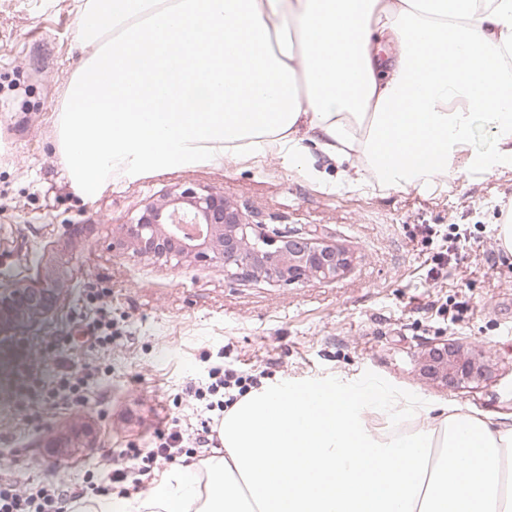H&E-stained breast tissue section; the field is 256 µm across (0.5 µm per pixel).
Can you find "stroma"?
<instances>
[{
	"instance_id": "1",
	"label": "stroma",
	"mask_w": 512,
	"mask_h": 512,
	"mask_svg": "<svg viewBox=\"0 0 512 512\" xmlns=\"http://www.w3.org/2000/svg\"><path fill=\"white\" fill-rule=\"evenodd\" d=\"M78 26L76 0H0V286L65 283L47 320L0 330V480L72 490L170 418L199 428L209 412L183 395L220 363L266 384L376 382L512 426V257L497 239L512 211L511 168L476 171L460 157L434 187L401 190L373 178L350 186L322 158L314 178L251 157L116 179L90 201L72 189L54 141L82 58ZM187 187L223 192L265 224L324 229L350 265L333 280L277 285L232 281L191 257L113 249L119 225ZM424 224L466 229L464 259L433 274ZM106 318L114 340L99 345ZM446 343L482 355V375L448 388L422 378V354ZM35 361L46 386L71 364L90 373L86 403L43 401L26 381ZM78 423L92 452L47 449L48 433Z\"/></svg>"
}]
</instances>
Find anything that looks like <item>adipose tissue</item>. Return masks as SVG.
<instances>
[{
    "label": "adipose tissue",
    "instance_id": "1",
    "mask_svg": "<svg viewBox=\"0 0 512 512\" xmlns=\"http://www.w3.org/2000/svg\"><path fill=\"white\" fill-rule=\"evenodd\" d=\"M55 120L71 187L311 149L394 188L512 169V0H78ZM484 116L493 153L471 150ZM391 415L371 429L366 415ZM222 455L76 512H512V427L333 378L250 391Z\"/></svg>",
    "mask_w": 512,
    "mask_h": 512
}]
</instances>
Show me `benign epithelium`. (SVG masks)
I'll use <instances>...</instances> for the list:
<instances>
[{
    "label": "benign epithelium",
    "mask_w": 512,
    "mask_h": 512,
    "mask_svg": "<svg viewBox=\"0 0 512 512\" xmlns=\"http://www.w3.org/2000/svg\"><path fill=\"white\" fill-rule=\"evenodd\" d=\"M112 248L135 256L160 258L192 255L224 266L227 278H255L290 285L306 280H334L348 267L347 256L322 238L318 230L267 231L253 216L224 200V195L187 188L170 201L150 203L113 236ZM59 284L43 278L27 287L0 288V325L29 326L54 308ZM480 359L461 346L431 347L423 355L420 374L443 386L481 373ZM91 432L80 425L61 437L49 435V448H76Z\"/></svg>",
    "instance_id": "obj_1"
}]
</instances>
